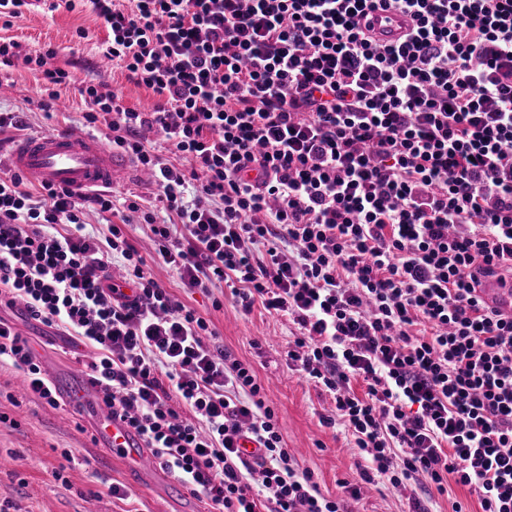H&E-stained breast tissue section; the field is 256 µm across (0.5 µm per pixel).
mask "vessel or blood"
I'll use <instances>...</instances> for the list:
<instances>
[{
    "instance_id": "vessel-or-blood-1",
    "label": "vessel or blood",
    "mask_w": 512,
    "mask_h": 512,
    "mask_svg": "<svg viewBox=\"0 0 512 512\" xmlns=\"http://www.w3.org/2000/svg\"><path fill=\"white\" fill-rule=\"evenodd\" d=\"M370 16L373 36L382 44L403 41L413 26L409 15L393 9L378 7ZM9 162L15 172L32 182L78 192L110 185L129 172L126 157L98 137L63 129L26 137L14 147ZM478 295L489 308L512 317V278L491 281L479 288ZM57 390L70 409L90 424L98 446L124 458L147 483L171 484L170 474L146 450L137 431L112 414L89 379H67L59 382Z\"/></svg>"
}]
</instances>
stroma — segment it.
Wrapping results in <instances>:
<instances>
[{"label":"stroma","mask_w":512,"mask_h":512,"mask_svg":"<svg viewBox=\"0 0 512 512\" xmlns=\"http://www.w3.org/2000/svg\"><path fill=\"white\" fill-rule=\"evenodd\" d=\"M0 36L19 42L22 53L36 55L47 48L57 52V65L72 71L78 82L104 83L118 91L127 106L150 109L155 99L129 82L119 68L102 66L99 53L108 32L90 8L48 12L32 7L14 27ZM61 106L47 114L34 75L22 63L0 69V114H20L23 129L0 132V156L9 157L15 144L31 134L53 129L83 131L85 106L76 85L61 87ZM156 280L186 305L210 320L217 344L232 357L251 365L264 387V397L276 412L288 450L300 468L314 473L324 494L342 495V482L360 483L359 500L351 512H408L401 493L384 485L364 484L360 461L343 426L326 427L334 403L322 387L300 378L288 367V342L297 331L288 317L254 306L244 312L225 283H214L208 292L187 291L166 266L153 265ZM222 308H213V300ZM0 319L36 343L39 362L48 374L75 375L81 371L74 351L59 331L33 319L23 305L1 307ZM70 450L72 462L64 479L52 471L62 450ZM126 485L130 496L112 498L111 484ZM12 503L16 512H170L162 496L132 483L126 464L94 445L83 418L67 407H51L24 387L11 366L0 367V503Z\"/></svg>","instance_id":"stroma-1"}]
</instances>
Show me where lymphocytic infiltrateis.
I'll return each instance as SVG.
<instances>
[{
  "mask_svg": "<svg viewBox=\"0 0 512 512\" xmlns=\"http://www.w3.org/2000/svg\"><path fill=\"white\" fill-rule=\"evenodd\" d=\"M133 2L47 9L88 5L102 55L155 97L145 112L107 85L78 88L86 125L150 170L168 219L0 174V304L95 348L104 402L213 512H349L358 486L332 498L300 469L253 368L206 343L209 320L121 225L86 231L92 210L140 214L183 288L222 282L244 311L292 320L288 361L332 395L322 422L365 454L362 480L408 491L409 512L452 482L481 512H512V318L475 294L512 275V0ZM377 4L411 16L401 44L372 39ZM56 55L0 42V64L22 60L52 100L74 81ZM151 129L179 165L161 162ZM0 361L58 406L3 321Z\"/></svg>",
  "mask_w": 512,
  "mask_h": 512,
  "instance_id": "lymphocytic-infiltrate-1",
  "label": "lymphocytic infiltrate"
}]
</instances>
